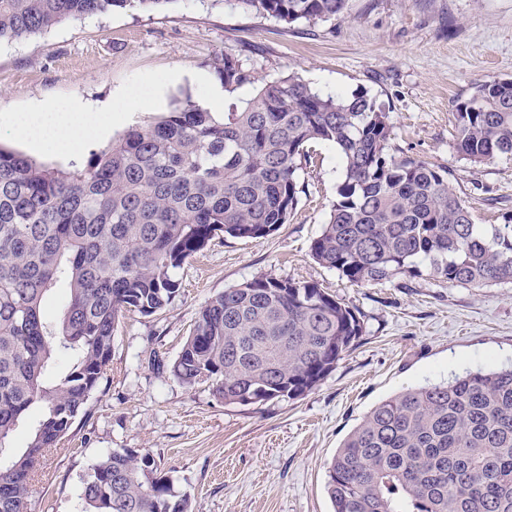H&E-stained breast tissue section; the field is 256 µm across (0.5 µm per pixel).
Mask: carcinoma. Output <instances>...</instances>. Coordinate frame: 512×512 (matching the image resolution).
<instances>
[{
    "label": "carcinoma",
    "mask_w": 512,
    "mask_h": 512,
    "mask_svg": "<svg viewBox=\"0 0 512 512\" xmlns=\"http://www.w3.org/2000/svg\"><path fill=\"white\" fill-rule=\"evenodd\" d=\"M173 0H0V43L66 19ZM286 24L344 14L348 0H235ZM231 91L255 83L224 56ZM454 146L474 164L512 157V76L455 106ZM389 113L364 93L324 95L298 76L261 83L218 119L191 101L62 169L0 146V512H31L32 481L107 371L128 313L165 309L175 270L214 239L257 240L306 193L309 145L336 149L341 176L311 255L353 286L424 276L512 284V216L477 224L447 171L389 152ZM65 293L54 319L43 304ZM363 336L359 314L318 284L261 275L199 312L171 365L226 405L296 400ZM24 448L8 441L28 413ZM333 512H512V367L407 388L373 406L327 463ZM82 512H192L148 454L99 458Z\"/></svg>",
    "instance_id": "cac0c4a2"
}]
</instances>
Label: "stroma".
<instances>
[{"instance_id":"35a3bbf8","label":"stroma","mask_w":512,"mask_h":512,"mask_svg":"<svg viewBox=\"0 0 512 512\" xmlns=\"http://www.w3.org/2000/svg\"><path fill=\"white\" fill-rule=\"evenodd\" d=\"M238 57L261 81L301 77L324 94L364 92L390 116V152L443 168L476 223L512 214V157L462 158L453 112L476 84L512 76V0H349L344 15L288 25L233 0H171L141 10L70 19L0 44V144L57 167L171 109L175 98L223 114L250 98L246 84L218 96L217 58ZM160 89L157 106L116 111L110 129L74 159L11 134L14 112L76 99L103 109ZM308 187L287 224L257 241L214 240L176 272L178 294L159 314L127 315L112 359L33 488L34 512H79L92 465L120 448L150 454L196 512H332L326 464L378 402L479 365H512V285L448 286L403 276L351 285L316 263L311 244L336 199L337 154L313 144ZM259 275L317 283L360 314V344L307 396L242 407L170 367L211 299Z\"/></svg>"}]
</instances>
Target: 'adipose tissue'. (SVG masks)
<instances>
[{"mask_svg":"<svg viewBox=\"0 0 512 512\" xmlns=\"http://www.w3.org/2000/svg\"><path fill=\"white\" fill-rule=\"evenodd\" d=\"M104 124L101 110L81 104H62L17 114L12 131L32 144L49 143L57 153L71 156Z\"/></svg>","mask_w":512,"mask_h":512,"instance_id":"ef3b65f1","label":"adipose tissue"}]
</instances>
